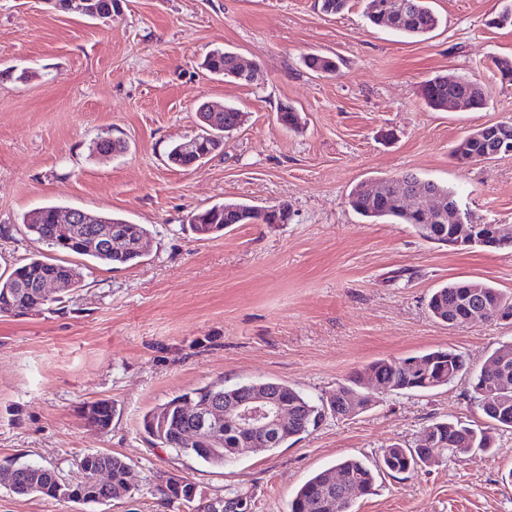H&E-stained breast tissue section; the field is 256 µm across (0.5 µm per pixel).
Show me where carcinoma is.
<instances>
[{
  "instance_id": "carcinoma-1",
  "label": "carcinoma",
  "mask_w": 512,
  "mask_h": 512,
  "mask_svg": "<svg viewBox=\"0 0 512 512\" xmlns=\"http://www.w3.org/2000/svg\"><path fill=\"white\" fill-rule=\"evenodd\" d=\"M365 17L374 25L410 37L431 33L438 25V17L428 0H365ZM238 55L226 50H213L203 61V66L214 75L232 78L237 71ZM307 67L321 73H334L338 65L331 57L312 55L305 60ZM422 96L428 107L442 110L448 106V97L461 100L463 109L473 111L485 108L487 95L484 85H477L471 78H458L448 83V77L436 76L425 82ZM505 139L512 143V120L500 121L475 129L464 135L452 150L458 164L483 161L492 143ZM394 181L390 179L368 180L354 187L348 195V205L359 215L374 222L390 218L400 224H410L416 234L425 241L447 245L454 242L452 224H442L433 216L418 209L402 210L389 204L386 194ZM56 206L40 208L39 223L27 224V232L59 252L86 256L107 265H124L141 257L133 249L122 252L89 250L84 234L73 224H58ZM106 224H121L128 232L130 241H138L149 235L144 224H125L112 214L99 215ZM190 231L199 239H207L224 230L226 224H248L260 221L271 223L268 217L253 214V207L241 202L216 204L204 213L194 216ZM65 277V290L82 287V274L69 263L61 260L31 257L16 266L7 277L0 276V315L21 316L42 314L51 310L57 299L43 300L38 285L47 277ZM479 306L491 314L503 310L512 312V295H507L487 282L480 280L454 281L437 288L428 300V310L433 319L450 327L467 325L472 308ZM416 365L407 367L403 358H380L355 370L348 384L339 387L336 398L329 404L317 403L297 388L271 379H256L231 386L224 379H217L175 396L143 417V428L153 445L171 448L180 454L194 457L212 466L222 467L236 459L237 449L245 447L246 437L229 426L221 429L220 440L223 455L210 451L211 441L199 437L194 442L185 441L190 427L182 414L181 403L192 399L204 404L212 397L233 401L247 396L255 388L271 384L276 387L282 401L288 406V421L270 440L252 445L253 452L264 453L281 448L298 439L309 428L323 420L326 410L345 416L346 397L363 385L365 378L373 376L382 387L391 392H429L452 383L457 377L470 375V387L474 404L498 428H512V342L494 349L478 370L468 366L466 356L454 348H438L412 355ZM114 407L109 402H94L87 408L88 424L106 430L112 424ZM432 445L419 441L413 448L392 444L381 451L374 461L358 457H346L332 467L314 474L298 488L290 503L289 512H349L351 502L360 493L372 491L377 476L386 473H412L439 463L443 455L459 448L487 449L492 445L489 432L475 430L456 420H440L427 429ZM85 469L106 467L112 471V487L95 490L85 499L96 503L98 499H118L127 492L124 474L128 464L120 457L105 452H90L78 460ZM58 475L55 470L41 464H31L26 474L15 479L11 489L18 495L51 496Z\"/></svg>"
}]
</instances>
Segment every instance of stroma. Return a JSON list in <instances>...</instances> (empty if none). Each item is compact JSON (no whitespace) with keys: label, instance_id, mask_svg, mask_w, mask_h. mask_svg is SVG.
Instances as JSON below:
<instances>
[{"label":"stroma","instance_id":"1","mask_svg":"<svg viewBox=\"0 0 512 512\" xmlns=\"http://www.w3.org/2000/svg\"><path fill=\"white\" fill-rule=\"evenodd\" d=\"M506 2L432 0L439 26L407 38L371 25L364 0L338 15L318 0H124L108 23L50 0H0V274L54 257L23 224L48 204L149 230L128 265L68 256L83 286L55 311L0 317V466L41 463L71 479L81 456L106 451L129 464L131 494L83 505L0 485V512H194L159 492L171 474L235 512H288L302 482L340 458L377 459L443 418L487 427L464 376L431 393L373 394L355 418L326 415L296 442L221 468L153 446L142 421L218 378L275 379L328 400L378 358L450 346L478 367L512 340V322L451 328L427 309L451 281L512 293V249L453 251L347 204L361 181L409 172L453 190L477 223L512 224V156L466 170L450 157L466 132L512 118V82L486 72L512 57V24L491 23ZM217 48L254 67V80L209 74L202 62ZM312 54L335 58L339 74L309 70ZM477 73L486 109L426 106L428 79ZM205 102L237 107L243 124L198 168L171 165V144L197 134ZM283 106L297 129L278 124ZM105 130L123 153L93 154ZM224 201L284 204L290 218L196 239L191 217ZM96 401L116 408L104 431L82 418ZM493 436L489 450L382 475L350 512H512V429Z\"/></svg>","mask_w":512,"mask_h":512}]
</instances>
